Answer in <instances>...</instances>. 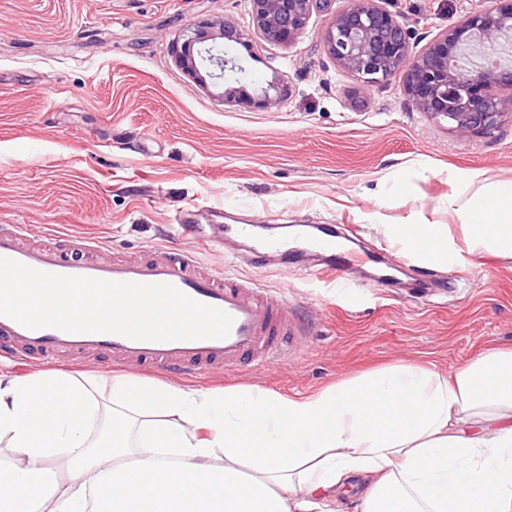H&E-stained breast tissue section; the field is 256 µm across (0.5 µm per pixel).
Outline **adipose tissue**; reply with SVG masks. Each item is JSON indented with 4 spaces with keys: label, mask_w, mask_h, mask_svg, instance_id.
I'll return each instance as SVG.
<instances>
[{
    "label": "adipose tissue",
    "mask_w": 512,
    "mask_h": 512,
    "mask_svg": "<svg viewBox=\"0 0 512 512\" xmlns=\"http://www.w3.org/2000/svg\"><path fill=\"white\" fill-rule=\"evenodd\" d=\"M462 228L387 224L428 263L512 258V184L455 176ZM0 373V512H313L353 476L363 512H512V349L445 377L400 364L307 395Z\"/></svg>",
    "instance_id": "1"
}]
</instances>
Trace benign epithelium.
I'll list each match as a JSON object with an SVG mask.
<instances>
[{
    "label": "benign epithelium",
    "instance_id": "7a95c632",
    "mask_svg": "<svg viewBox=\"0 0 512 512\" xmlns=\"http://www.w3.org/2000/svg\"><path fill=\"white\" fill-rule=\"evenodd\" d=\"M333 0H249L250 36L266 42L293 44L312 15L329 10ZM384 0H347L330 13L321 32L326 53L361 87L381 85L404 75L408 101L419 111L448 123L462 137L488 136L512 112V96L499 88L512 86V68L502 65L498 49L512 45V0H491L483 10L468 12L438 33L419 53L410 50V32L401 16ZM209 23L189 28L180 45L181 69L201 86L221 85L227 72H240L224 46L209 41Z\"/></svg>",
    "mask_w": 512,
    "mask_h": 512
}]
</instances>
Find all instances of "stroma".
Here are the masks:
<instances>
[{"label":"stroma","instance_id":"35a3bbf8","mask_svg":"<svg viewBox=\"0 0 512 512\" xmlns=\"http://www.w3.org/2000/svg\"><path fill=\"white\" fill-rule=\"evenodd\" d=\"M490 0H388L420 51ZM247 0H0V224L54 225L113 249L158 242L198 253L229 273L280 289L307 344L279 365L213 372L196 388L260 387L301 396L399 364L441 375L493 348H512V260L429 267L387 248L385 224H444L455 169L512 183V120L462 137L409 103L402 76L361 89L325 53V16L292 46L228 41L244 75L202 87L177 66L193 24L248 26ZM277 84L273 109L240 100ZM204 225L337 224L350 252H375L395 282L375 287L380 263L345 273L355 289L306 275L307 252L285 269L276 255L247 266L253 245L217 246L182 231Z\"/></svg>","mask_w":512,"mask_h":512}]
</instances>
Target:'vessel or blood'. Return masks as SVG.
I'll use <instances>...</instances> for the list:
<instances>
[{"mask_svg":"<svg viewBox=\"0 0 512 512\" xmlns=\"http://www.w3.org/2000/svg\"><path fill=\"white\" fill-rule=\"evenodd\" d=\"M29 235L28 225L0 224V257L59 275L169 283L199 302L226 311L234 324L223 339L157 342L109 333L33 330L0 316V358L52 365L64 356L95 355L172 377H204L217 368L271 367L282 359L286 346L301 336L288 315L286 300L273 298L255 280L205 264L196 253L157 246L146 257L108 259L104 256L107 244L94 237H64L49 226L42 242L31 245Z\"/></svg>","mask_w":512,"mask_h":512,"instance_id":"vessel-or-blood-1","label":"vessel or blood"}]
</instances>
